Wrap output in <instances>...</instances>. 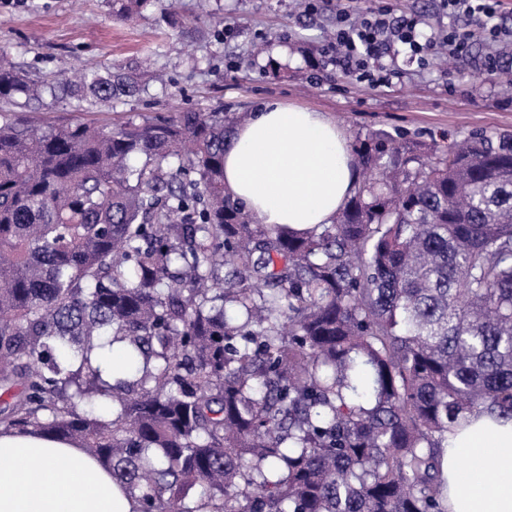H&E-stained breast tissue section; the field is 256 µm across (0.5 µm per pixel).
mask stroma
<instances>
[{
	"mask_svg": "<svg viewBox=\"0 0 512 512\" xmlns=\"http://www.w3.org/2000/svg\"><path fill=\"white\" fill-rule=\"evenodd\" d=\"M154 0L134 24L115 16L112 0H0V57L31 78H62L78 68L136 69L148 93L112 107L79 110L50 97L19 107L0 103V119L63 126L165 118L187 110L253 112L279 100L328 114L350 141L387 133L432 149L472 135L491 141L512 136V93L500 73L478 61L492 44L471 47L472 62L419 66L400 57V81L376 86L321 65L332 14L303 15L295 0ZM232 31H225V24Z\"/></svg>",
	"mask_w": 512,
	"mask_h": 512,
	"instance_id": "35a3bbf8",
	"label": "stroma"
}]
</instances>
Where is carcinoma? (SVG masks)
I'll use <instances>...</instances> for the list:
<instances>
[{
	"mask_svg": "<svg viewBox=\"0 0 512 512\" xmlns=\"http://www.w3.org/2000/svg\"><path fill=\"white\" fill-rule=\"evenodd\" d=\"M140 90L0 59V103ZM240 121L0 123V426L78 442L139 512H447L448 429L512 419V137L427 165L375 134V178L294 234L224 192Z\"/></svg>",
	"mask_w": 512,
	"mask_h": 512,
	"instance_id": "cac0c4a2",
	"label": "carcinoma"
}]
</instances>
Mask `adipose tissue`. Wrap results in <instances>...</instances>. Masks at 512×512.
Wrapping results in <instances>:
<instances>
[{
  "label": "adipose tissue",
  "instance_id": "1",
  "mask_svg": "<svg viewBox=\"0 0 512 512\" xmlns=\"http://www.w3.org/2000/svg\"><path fill=\"white\" fill-rule=\"evenodd\" d=\"M356 175L325 113L268 102L224 151V189L253 223L304 231L333 223ZM448 512H512V421L482 411L448 432ZM138 503L76 445L0 429V512H136Z\"/></svg>",
  "mask_w": 512,
  "mask_h": 512
}]
</instances>
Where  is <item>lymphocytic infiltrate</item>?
<instances>
[{"label": "lymphocytic infiltrate", "mask_w": 512, "mask_h": 512, "mask_svg": "<svg viewBox=\"0 0 512 512\" xmlns=\"http://www.w3.org/2000/svg\"><path fill=\"white\" fill-rule=\"evenodd\" d=\"M440 4L454 22L428 37L422 32L419 14L394 13L386 0H372L371 6L355 13L333 8L332 0H300L303 12L310 16L335 9L334 31L323 55L328 64L371 84H386L399 77L397 60L402 54L427 66L441 48L450 58L465 62L473 41L504 45L500 0H440Z\"/></svg>", "instance_id": "lymphocytic-infiltrate-1"}]
</instances>
